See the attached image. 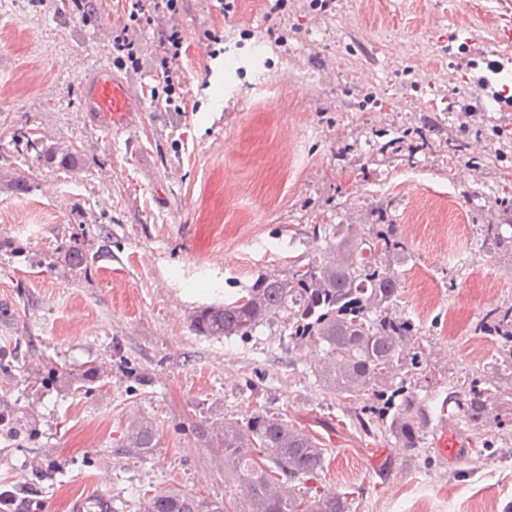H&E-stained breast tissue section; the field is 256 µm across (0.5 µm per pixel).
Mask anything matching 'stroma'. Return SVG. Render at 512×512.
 <instances>
[{
    "instance_id": "35a3bbf8",
    "label": "stroma",
    "mask_w": 512,
    "mask_h": 512,
    "mask_svg": "<svg viewBox=\"0 0 512 512\" xmlns=\"http://www.w3.org/2000/svg\"><path fill=\"white\" fill-rule=\"evenodd\" d=\"M230 3L224 14L183 0L177 112L153 66L156 26L141 32L140 67L112 51L123 0H94L85 19L59 0H0V489L22 492L25 512H66L71 494L97 488L119 512H143L162 488L241 500L195 427L270 410L319 440L318 485L349 494L352 512H507L512 358L479 327L512 306V110L490 97L466 118L445 93L487 75L504 17L485 0H288L279 16L274 0ZM103 65L142 109L134 132L106 133L84 110L83 80ZM23 126L79 164L13 153ZM395 138L405 151L385 150ZM416 216L393 310L419 328L423 365L406 383L428 412L419 447L364 433L356 415L376 396L328 394L322 346L292 344L284 322L246 339L192 332L199 307L317 256L313 225ZM488 222L506 248L483 245ZM89 361L103 379L88 394L51 373ZM494 374L489 417L461 425L458 399ZM135 415L158 432L144 457L116 445ZM443 418L480 462L474 477L433 447Z\"/></svg>"
}]
</instances>
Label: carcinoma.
Returning <instances> with one entry per match:
<instances>
[{"label":"carcinoma","mask_w":512,"mask_h":512,"mask_svg":"<svg viewBox=\"0 0 512 512\" xmlns=\"http://www.w3.org/2000/svg\"><path fill=\"white\" fill-rule=\"evenodd\" d=\"M14 145L60 168H70L77 160L75 152L46 145L28 128L17 131ZM325 233L321 224L312 227L313 237L322 236L326 242L318 256L293 263L286 274L258 275L230 303L200 308L192 316L191 330L204 336L246 337L288 313L289 336L295 343L325 346L318 376L328 392L357 398L375 390L384 399L379 416L360 419L364 432L384 426L403 447L414 448L427 421L424 403L405 394L402 385L388 388L398 366L420 364L419 353L406 350L418 328L392 312L399 280L390 257L404 252L407 242L397 224H338L332 235ZM484 323L495 329L511 354L512 308L489 310ZM53 373L74 392L99 379L95 366L82 374L65 368ZM491 397L490 387L469 388L458 402V416L467 424H479ZM195 430L224 467V482L244 489L243 505L212 506L190 493L168 489L144 498V512H351L352 501L343 494L295 492L296 484L320 476L326 449L283 416L259 410L243 424L202 423ZM156 437L151 421L133 417L120 447L144 456L156 447Z\"/></svg>","instance_id":"obj_1"}]
</instances>
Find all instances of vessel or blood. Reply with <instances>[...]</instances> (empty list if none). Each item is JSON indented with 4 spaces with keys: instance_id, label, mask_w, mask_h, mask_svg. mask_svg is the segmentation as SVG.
Returning a JSON list of instances; mask_svg holds the SVG:
<instances>
[{
    "instance_id": "1",
    "label": "vessel or blood",
    "mask_w": 512,
    "mask_h": 512,
    "mask_svg": "<svg viewBox=\"0 0 512 512\" xmlns=\"http://www.w3.org/2000/svg\"><path fill=\"white\" fill-rule=\"evenodd\" d=\"M84 107L94 113L101 128L108 132L131 131L141 114L126 82L105 66L87 79ZM433 445L450 462L458 463L465 457V441L447 424L438 425ZM68 512H116V508L111 494L97 489L73 495L68 501Z\"/></svg>"
}]
</instances>
